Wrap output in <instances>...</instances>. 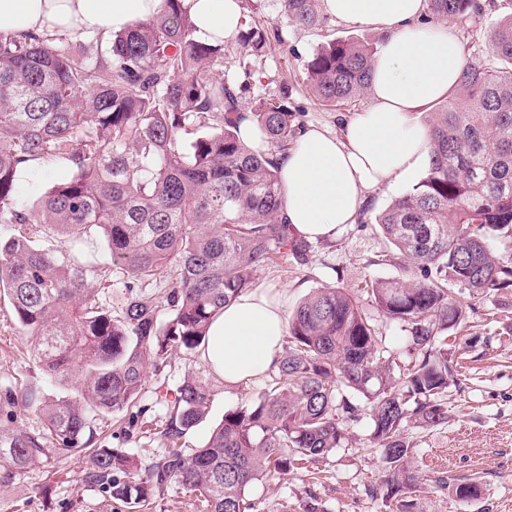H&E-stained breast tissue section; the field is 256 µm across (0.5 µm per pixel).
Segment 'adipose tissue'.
Here are the masks:
<instances>
[{
	"mask_svg": "<svg viewBox=\"0 0 512 512\" xmlns=\"http://www.w3.org/2000/svg\"><path fill=\"white\" fill-rule=\"evenodd\" d=\"M200 37L233 42L240 0H186ZM163 0H0V32L103 35L145 21ZM326 12L385 34L372 68L371 106L341 117L339 130L301 132L277 167L282 217L311 241L355 223L370 191L425 165L422 112L459 83L464 58L456 31L423 23L425 0H324ZM284 289L241 293L211 324L202 356L227 389L262 381L276 367L288 329Z\"/></svg>",
	"mask_w": 512,
	"mask_h": 512,
	"instance_id": "1",
	"label": "adipose tissue"
}]
</instances>
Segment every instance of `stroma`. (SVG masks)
<instances>
[{
  "mask_svg": "<svg viewBox=\"0 0 512 512\" xmlns=\"http://www.w3.org/2000/svg\"><path fill=\"white\" fill-rule=\"evenodd\" d=\"M253 5L264 20L283 27L286 42L273 47L257 64L263 78L245 94L243 108H251L258 96L275 92L279 81L286 78L296 87L294 101L304 126L337 131L336 112L322 106L305 84L304 64L325 34L378 41L381 32L333 17L326 30L299 29L285 23L278 0H254ZM501 16L500 10H491L477 26L458 28L464 55L470 62L489 60L490 31ZM418 181L414 175L371 192V214L363 223L340 229L335 247L316 243L314 272L296 269L292 260L282 254L272 265L256 270L255 285L287 289L288 304L293 307L321 286L340 285L358 293L368 280L399 276V266L375 262L389 244L374 228L372 216ZM452 298L466 312L475 331L448 339L449 349L461 358V375L458 386L450 389L445 398L447 422L407 431L412 445L411 464L419 478L421 506L424 512H512V291L481 298L456 288ZM191 370L204 373L208 366L204 360L191 362L178 356L164 373L147 375L143 402L152 408L149 424L128 436L119 433L115 416L100 417L98 426L104 445L131 454L145 449L161 453L167 446L161 435L166 415L158 398ZM8 388H36L47 393L52 390L4 298L0 300V391ZM259 389L256 383L231 391L217 386L209 415L187 435V447L202 445L225 411L252 400ZM369 435L366 424H357L349 430L347 447L336 449L322 462L291 472L285 480L256 485L253 495L259 512H281L286 506L292 512H302L303 502L311 493L320 497L325 512H382L381 500L367 491L379 475L378 456L370 446ZM83 466V455L64 452L55 456L0 494V512H127L123 507L113 508L97 488L83 482ZM469 475L481 479L480 493L472 501H458L439 485L442 479Z\"/></svg>",
  "mask_w": 512,
  "mask_h": 512,
  "instance_id": "stroma-1",
  "label": "stroma"
}]
</instances>
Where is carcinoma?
Returning a JSON list of instances; mask_svg holds the SVG:
<instances>
[{
	"instance_id": "cac0c4a2",
	"label": "carcinoma",
	"mask_w": 512,
	"mask_h": 512,
	"mask_svg": "<svg viewBox=\"0 0 512 512\" xmlns=\"http://www.w3.org/2000/svg\"><path fill=\"white\" fill-rule=\"evenodd\" d=\"M511 4L426 0L425 21L470 24ZM279 8L296 28L326 27L320 0ZM491 42L492 60L466 63L460 84L427 112L422 179L374 217L390 245L374 264L402 260L404 275L363 290L408 333L403 364L348 289L315 288L288 317L277 369L254 400L225 411L188 454L179 443L207 418L214 390L207 376H184L160 398L169 448L143 459L97 446L96 417L123 413L135 431L148 413L139 405L146 369L164 372L177 351L201 355L210 323L253 286L257 268L280 254L303 271L313 264L312 244L281 218L274 165L301 131L293 89L282 82L250 109L267 150L244 141L241 99L259 71L224 75V44L197 36L183 0H164L104 51L0 34V295L47 382L80 381L73 395L0 394V488L56 452H84L83 481L115 505L147 506L179 484L209 512H257L254 484L346 447L348 426L366 421L380 462L371 495L388 512H423L406 432L448 420L444 396L459 362L447 333L466 327L449 292L512 290V261L492 251L494 239L512 250V11ZM236 43L261 60L284 39L259 21ZM376 52V42L352 37L318 46L305 75L321 105L369 92ZM37 161L70 176L22 203L17 173ZM95 235L110 261L84 248ZM115 269L131 273L117 313L100 301ZM29 409L40 428L18 423ZM445 487L459 500L480 491L470 477Z\"/></svg>"
}]
</instances>
